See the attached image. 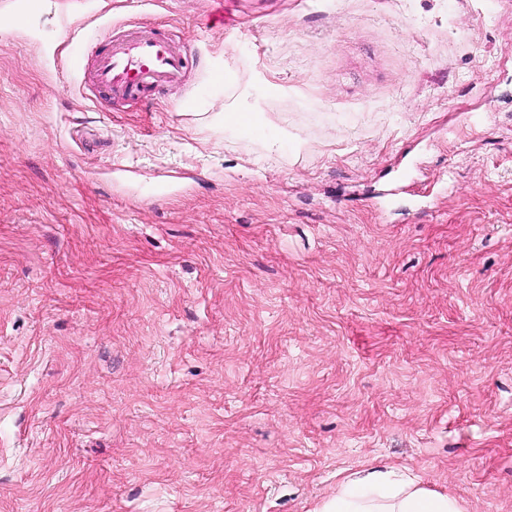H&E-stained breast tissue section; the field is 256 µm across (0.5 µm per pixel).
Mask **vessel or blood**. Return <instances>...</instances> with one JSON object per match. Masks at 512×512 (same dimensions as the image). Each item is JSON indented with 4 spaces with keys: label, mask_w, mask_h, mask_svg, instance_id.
<instances>
[{
    "label": "vessel or blood",
    "mask_w": 512,
    "mask_h": 512,
    "mask_svg": "<svg viewBox=\"0 0 512 512\" xmlns=\"http://www.w3.org/2000/svg\"><path fill=\"white\" fill-rule=\"evenodd\" d=\"M90 54L95 62L92 86L104 99L147 97L181 81L189 65L186 41L156 27L133 26L122 36L98 40Z\"/></svg>",
    "instance_id": "obj_1"
}]
</instances>
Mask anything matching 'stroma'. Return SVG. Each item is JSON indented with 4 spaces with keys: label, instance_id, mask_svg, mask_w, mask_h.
<instances>
[{
    "label": "stroma",
    "instance_id": "1",
    "mask_svg": "<svg viewBox=\"0 0 512 512\" xmlns=\"http://www.w3.org/2000/svg\"><path fill=\"white\" fill-rule=\"evenodd\" d=\"M208 9L0 30V512H314L375 466L512 512V0ZM129 22L186 78L83 98Z\"/></svg>",
    "mask_w": 512,
    "mask_h": 512
}]
</instances>
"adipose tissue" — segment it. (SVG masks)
<instances>
[{
	"label": "adipose tissue",
	"instance_id": "adipose-tissue-1",
	"mask_svg": "<svg viewBox=\"0 0 512 512\" xmlns=\"http://www.w3.org/2000/svg\"><path fill=\"white\" fill-rule=\"evenodd\" d=\"M316 512H466V508L461 499L425 487L415 475L381 467L339 481Z\"/></svg>",
	"mask_w": 512,
	"mask_h": 512
}]
</instances>
